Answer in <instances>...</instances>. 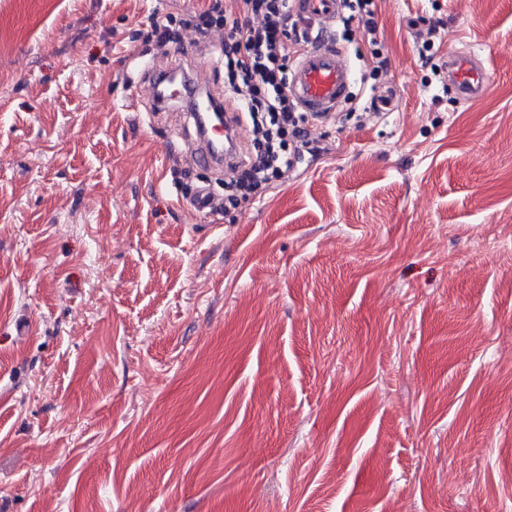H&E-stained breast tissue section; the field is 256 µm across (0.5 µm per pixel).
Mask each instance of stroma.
Segmentation results:
<instances>
[{"instance_id":"stroma-1","label":"stroma","mask_w":512,"mask_h":512,"mask_svg":"<svg viewBox=\"0 0 512 512\" xmlns=\"http://www.w3.org/2000/svg\"><path fill=\"white\" fill-rule=\"evenodd\" d=\"M208 5L0 0V512H512V0H376L392 108L217 220L135 37ZM445 62L448 87L460 100L474 102L489 90L490 77L484 60L467 50H450ZM186 207L195 214L215 217L223 211V198L213 192L208 182H202L186 200Z\"/></svg>"}]
</instances>
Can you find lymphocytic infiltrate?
Wrapping results in <instances>:
<instances>
[{
    "label": "lymphocytic infiltrate",
    "mask_w": 512,
    "mask_h": 512,
    "mask_svg": "<svg viewBox=\"0 0 512 512\" xmlns=\"http://www.w3.org/2000/svg\"><path fill=\"white\" fill-rule=\"evenodd\" d=\"M345 2V39L361 36L373 47V73L385 71L375 0ZM292 16L291 0H211L207 9L186 18L171 13L151 18L141 34L143 43L165 51L181 43L186 28L204 45L214 31L224 32V97L254 133L244 160L224 175L225 209L238 208L284 178L294 158L311 145L306 118L287 90L290 65L308 40L307 26Z\"/></svg>",
    "instance_id": "obj_1"
}]
</instances>
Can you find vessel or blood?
Instances as JSON below:
<instances>
[{"instance_id":"b4317fda","label":"vessel or blood","mask_w":512,"mask_h":512,"mask_svg":"<svg viewBox=\"0 0 512 512\" xmlns=\"http://www.w3.org/2000/svg\"><path fill=\"white\" fill-rule=\"evenodd\" d=\"M341 6V0H293L295 14L315 23L322 31L293 59L288 82L291 98L316 123L327 122L342 110L356 79L346 49L328 35L340 16ZM142 70L145 81L154 89L152 105L156 111L176 104L187 108L194 128L193 136L185 140V157L190 165L220 172L239 162L234 113H225L220 131H207L202 126L206 110L222 104V93L215 84H208L206 91L201 92L189 81L167 82L163 67L157 64H143ZM445 71L449 88L460 100L477 101L489 90L488 69L474 52L449 51ZM186 207L196 214L213 217L222 213L223 200L209 183L203 182L194 188Z\"/></svg>"}]
</instances>
